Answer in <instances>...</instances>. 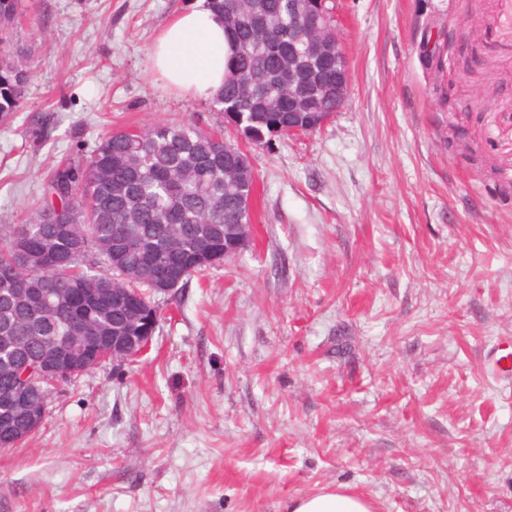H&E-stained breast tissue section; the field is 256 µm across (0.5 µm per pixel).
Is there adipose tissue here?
I'll list each match as a JSON object with an SVG mask.
<instances>
[{
	"label": "adipose tissue",
	"mask_w": 512,
	"mask_h": 512,
	"mask_svg": "<svg viewBox=\"0 0 512 512\" xmlns=\"http://www.w3.org/2000/svg\"><path fill=\"white\" fill-rule=\"evenodd\" d=\"M230 54L223 19L191 0L156 36L151 47L155 72L167 86L209 99L223 86ZM286 512H375L363 495L343 489L323 491L290 501Z\"/></svg>",
	"instance_id": "ef3b65f1"
}]
</instances>
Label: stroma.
<instances>
[{
	"label": "stroma",
	"mask_w": 512,
	"mask_h": 512,
	"mask_svg": "<svg viewBox=\"0 0 512 512\" xmlns=\"http://www.w3.org/2000/svg\"><path fill=\"white\" fill-rule=\"evenodd\" d=\"M190 0H22L34 76L0 123V224L107 129L218 128L152 71ZM319 130L252 151L248 247L154 298L151 349L52 387L0 449V512H512V0H337ZM444 48L426 67V43ZM286 512H375L371 501L363 495L340 488L322 491L288 502Z\"/></svg>",
	"instance_id": "1"
}]
</instances>
